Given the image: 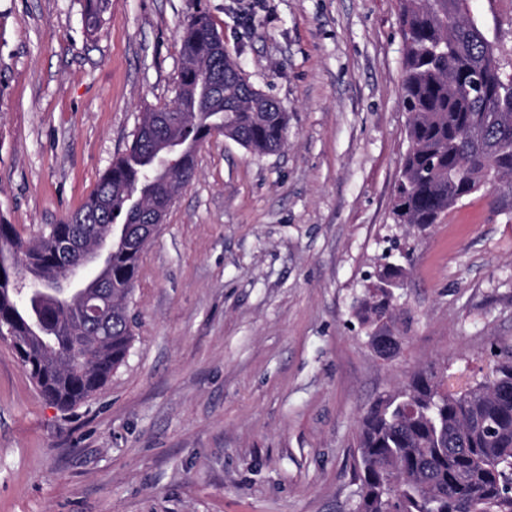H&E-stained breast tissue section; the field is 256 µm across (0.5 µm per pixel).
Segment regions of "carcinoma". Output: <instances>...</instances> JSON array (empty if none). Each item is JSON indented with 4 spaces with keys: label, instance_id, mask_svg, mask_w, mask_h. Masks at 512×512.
Segmentation results:
<instances>
[{
    "label": "carcinoma",
    "instance_id": "obj_1",
    "mask_svg": "<svg viewBox=\"0 0 512 512\" xmlns=\"http://www.w3.org/2000/svg\"><path fill=\"white\" fill-rule=\"evenodd\" d=\"M468 0H401L404 43L402 103L410 115L409 149L396 189L399 224L424 229L463 198L484 188L512 194V73L483 26L468 16ZM110 0H86L94 25ZM203 13L183 25L177 99L143 115L134 139L101 177L74 219L23 239L0 224V320L23 368L43 397L63 409L96 393L126 359L134 320L117 306L88 336L84 299L102 287L128 300L138 262L158 225L151 212L128 208L131 196L163 205L195 173L197 146L215 132L264 155L288 139V112L255 88ZM126 226L112 240L106 267L80 288H45L55 273L56 241L74 234L87 242L109 226ZM405 269L386 262L355 313L370 327L369 346L402 337L392 324L397 308L383 284ZM352 512H512V356L488 381L461 393L444 375L416 371L395 393L363 415L353 464Z\"/></svg>",
    "mask_w": 512,
    "mask_h": 512
}]
</instances>
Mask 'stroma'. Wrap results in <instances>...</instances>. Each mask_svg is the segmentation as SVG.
I'll return each mask as SVG.
<instances>
[{"instance_id":"1","label":"stroma","mask_w":512,"mask_h":512,"mask_svg":"<svg viewBox=\"0 0 512 512\" xmlns=\"http://www.w3.org/2000/svg\"><path fill=\"white\" fill-rule=\"evenodd\" d=\"M512 72V0H470ZM208 15L288 141L213 135L143 251L125 362L84 403L45 399L0 339V512H351L361 416L420 368L463 391L512 355V210L464 198L395 223L407 149L400 0H0V224L79 209L173 103L180 31ZM406 277L395 357L353 305L382 252Z\"/></svg>"}]
</instances>
